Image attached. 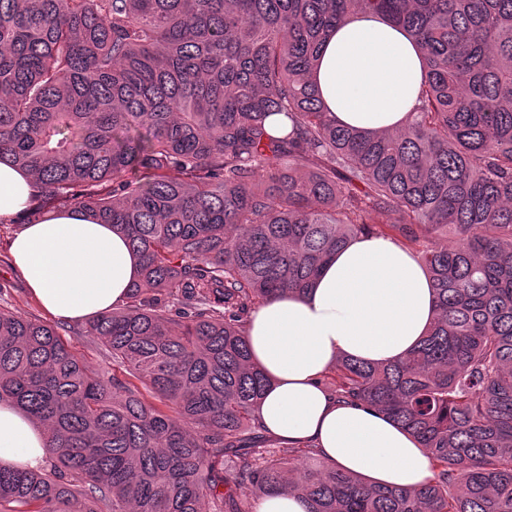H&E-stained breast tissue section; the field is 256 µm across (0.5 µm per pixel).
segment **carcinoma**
Here are the masks:
<instances>
[{
	"label": "carcinoma",
	"mask_w": 512,
	"mask_h": 512,
	"mask_svg": "<svg viewBox=\"0 0 512 512\" xmlns=\"http://www.w3.org/2000/svg\"><path fill=\"white\" fill-rule=\"evenodd\" d=\"M405 27L426 64L394 131L329 117L308 73L350 14ZM291 130L272 136L267 118ZM145 133H140V130ZM0 161L30 217L74 209L123 233L140 279L85 333L0 306V400L46 432L49 465L0 468V512H512V0H0ZM437 294L391 364L346 355L331 394L426 449L434 478L382 487L274 447L251 313L303 293L372 214ZM258 512H306L301 498L288 494H276L264 498L258 505Z\"/></svg>",
	"instance_id": "obj_1"
}]
</instances>
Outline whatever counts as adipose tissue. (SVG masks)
Listing matches in <instances>:
<instances>
[{"label":"adipose tissue","instance_id":"adipose-tissue-1","mask_svg":"<svg viewBox=\"0 0 512 512\" xmlns=\"http://www.w3.org/2000/svg\"><path fill=\"white\" fill-rule=\"evenodd\" d=\"M424 73L404 27L358 14L326 39L310 80L340 124L393 131L414 108ZM36 193L28 172L0 162V220L22 223L10 258L33 298L55 318L83 323L124 303L140 277L126 236L75 210L29 221ZM436 310L433 283L413 252L385 237L352 240L305 293L281 294L251 315L246 341L271 379L259 411L264 427L287 443L315 445L325 462L372 484H426L432 463L410 433L373 409L336 401L318 379L342 354L402 359ZM49 455L44 430L0 401V467L41 470Z\"/></svg>","mask_w":512,"mask_h":512}]
</instances>
